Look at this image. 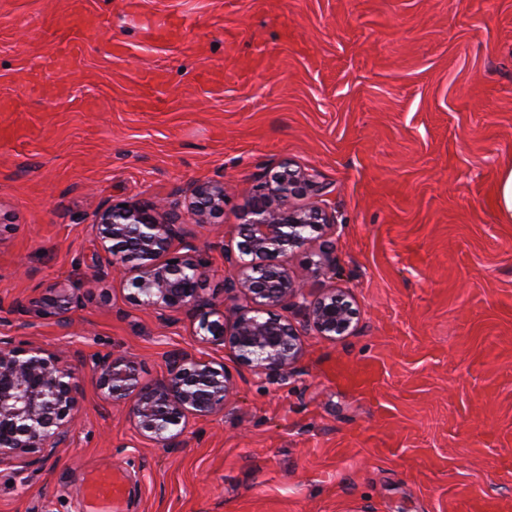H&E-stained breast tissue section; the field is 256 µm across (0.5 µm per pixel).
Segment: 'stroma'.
I'll return each mask as SVG.
<instances>
[{"instance_id": "obj_1", "label": "stroma", "mask_w": 512, "mask_h": 512, "mask_svg": "<svg viewBox=\"0 0 512 512\" xmlns=\"http://www.w3.org/2000/svg\"><path fill=\"white\" fill-rule=\"evenodd\" d=\"M79 22L78 63L53 64L56 21ZM171 19L166 40L145 19ZM162 72L161 104L140 103ZM313 174L336 216L286 260L307 298L344 292L350 335L306 331L285 375L253 373L196 322L139 306L91 224L113 201L183 200L224 185L187 224L202 294L232 309L225 250L254 186L281 161ZM512 0H0V340L75 372L67 447L0 464V512H457L512 501ZM327 257L312 273L310 261ZM73 285L68 326L31 297ZM175 350L224 365L222 412L174 446L105 403L99 358L149 382ZM378 360L360 392L337 365ZM126 476L116 505L84 499L96 470ZM188 211L197 224H207L209 217L224 209V185L217 182H199L190 193ZM457 507L459 511L464 512H504L510 510V505L489 496L463 499Z\"/></svg>"}]
</instances>
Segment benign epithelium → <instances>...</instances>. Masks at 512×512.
<instances>
[{
  "label": "benign epithelium",
  "instance_id": "benign-epithelium-1",
  "mask_svg": "<svg viewBox=\"0 0 512 512\" xmlns=\"http://www.w3.org/2000/svg\"><path fill=\"white\" fill-rule=\"evenodd\" d=\"M314 188L310 174L284 161L270 179L257 185L243 222L236 227L237 252L227 256L235 270L228 290L246 304L226 317L224 307L200 292L204 263L185 242L182 214L176 205L149 201L111 203L94 218L100 248L120 259L118 272L133 274L134 299L158 311L185 313L198 322L203 340L229 345L236 359L253 371L286 374L298 358L299 333L277 309L299 305L306 322L327 339L349 334L355 312L343 295L328 293L305 300L302 286L288 273L284 258L303 247L309 234L333 223L319 204L299 209L290 200ZM188 211L196 223L224 210V184L199 182L190 193ZM29 304L60 325L69 323L80 297L65 285ZM167 373L145 383L135 361L108 354L98 364L96 384L107 403L131 401L130 418L137 430L157 444L173 445V429L189 418L224 410L233 390L225 368L188 351L166 358ZM75 388L74 371L40 349L0 343V463L29 465L52 456L69 438L67 420Z\"/></svg>",
  "mask_w": 512,
  "mask_h": 512
}]
</instances>
